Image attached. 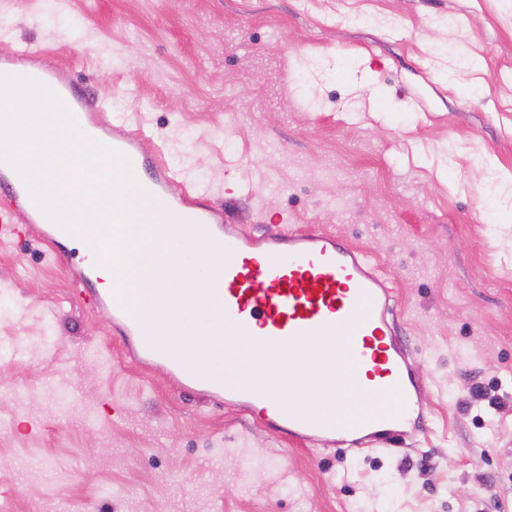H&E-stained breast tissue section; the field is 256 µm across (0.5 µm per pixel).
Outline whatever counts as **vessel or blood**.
Instances as JSON below:
<instances>
[{
  "mask_svg": "<svg viewBox=\"0 0 512 512\" xmlns=\"http://www.w3.org/2000/svg\"><path fill=\"white\" fill-rule=\"evenodd\" d=\"M39 81L67 100L80 120L94 123L96 143L147 171V189L163 201L167 216L194 230V237L180 244L183 258L174 266L179 281L199 276L185 259L194 242L218 250L223 277L215 281L213 291L224 306L215 312V320L230 324L236 336L258 351H274L281 371L299 373L316 366L318 387L323 384L322 374L332 371L337 359L346 360L352 370L349 376L336 378L337 410H344L346 394L369 404L391 389L399 393L402 407L346 422L284 403L246 381L229 383L200 376L147 337L139 318L116 305L111 307L114 328L127 340L128 357L178 376L183 385L209 387L214 399L241 411L264 403V425L281 438L331 447L343 437L356 452L368 447L402 452L405 438L418 432L423 419L417 395L425 381L414 369L399 330L391 275L367 252L314 225L296 230L279 224L257 238L240 225L226 223L223 215L198 207L177 168L164 162V150L146 123L135 125L130 113L110 111L105 100L78 90L56 65L45 68ZM0 194L7 199L0 208V230L47 223L20 175L1 163Z\"/></svg>",
  "mask_w": 512,
  "mask_h": 512,
  "instance_id": "b4317fda",
  "label": "vessel or blood"
}]
</instances>
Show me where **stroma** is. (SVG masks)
<instances>
[{
	"instance_id": "obj_1",
	"label": "stroma",
	"mask_w": 512,
	"mask_h": 512,
	"mask_svg": "<svg viewBox=\"0 0 512 512\" xmlns=\"http://www.w3.org/2000/svg\"><path fill=\"white\" fill-rule=\"evenodd\" d=\"M23 44L229 223L375 258L427 419L397 455L277 438L130 362L26 224L0 240V512H512V0H0V56Z\"/></svg>"
}]
</instances>
